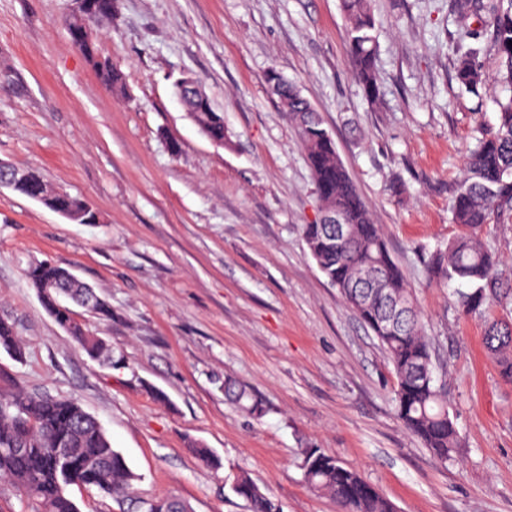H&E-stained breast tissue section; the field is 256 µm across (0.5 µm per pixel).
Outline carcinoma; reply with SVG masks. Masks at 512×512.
<instances>
[{
  "label": "carcinoma",
  "mask_w": 512,
  "mask_h": 512,
  "mask_svg": "<svg viewBox=\"0 0 512 512\" xmlns=\"http://www.w3.org/2000/svg\"><path fill=\"white\" fill-rule=\"evenodd\" d=\"M343 9L349 24L347 54L365 97L373 103L379 96V78L377 22L370 0H343ZM454 14L461 41L477 40L483 30L490 33L499 59L496 80L512 87V0H456ZM69 31L72 42L84 45L83 53L101 84L112 93H124L123 72L99 57L83 20L73 18ZM478 54L476 48L461 49L455 67L458 83L474 95L480 94L487 81ZM275 96L295 122L318 200L335 207L340 217L337 226L304 225L308 252L384 349L396 378L398 419L437 460L446 463L459 447V436L449 416L447 392L435 375L432 342L425 333L413 289L351 180L320 113L287 82ZM181 101L206 134L217 145H224V116L210 99L185 87ZM27 172L34 190L46 194L44 206L64 204L39 170L29 168ZM451 212L458 233L431 254L428 271L434 278L470 285V291L457 298L459 311L465 316L489 313L484 346L500 378L511 384L512 318L490 312L496 301L512 297V279L503 276L500 259L488 249L482 231L491 224L512 221V96L498 102L497 125L482 134L468 155L465 174L453 190ZM370 267L376 275L367 280L364 271ZM27 280L39 294L57 289L70 299L87 300L95 295L89 285L71 282L65 268L47 261L32 267ZM44 306L90 357L110 365L123 363V356L115 355L101 338L74 322L67 308H56L50 301ZM0 348L21 353L15 326L4 318H0ZM224 397L254 415L263 412L261 404L230 377L224 378ZM303 469L310 486L330 497L337 512H397L358 470L318 448L310 449ZM0 480L11 486L19 512H79L70 496L73 486L117 503H137L136 512L189 510L177 497L137 501L134 485L139 477L76 399L28 392L17 385L0 388ZM229 488L247 503L248 512H281L271 494L246 473L235 475Z\"/></svg>",
  "instance_id": "1"
}]
</instances>
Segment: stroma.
<instances>
[{"mask_svg":"<svg viewBox=\"0 0 512 512\" xmlns=\"http://www.w3.org/2000/svg\"><path fill=\"white\" fill-rule=\"evenodd\" d=\"M454 3L372 0L371 103L346 53L341 0H117L93 40L124 73L122 95L71 41L75 0H0V160L40 170L99 215L78 224L0 189V318L23 350L0 349V380L76 398L139 475L140 496H176L193 512H247L227 485L241 472L282 512H336L305 478L307 448L359 470L398 512H512V384L484 350V317L459 315L458 283L425 268L457 231L451 187L478 128L512 96L488 46L481 97L460 89ZM272 68L322 113L415 290L461 441L448 464L397 418L385 352L307 252L315 182L267 90ZM185 74L223 112L224 146L178 100ZM44 261L107 301L111 318L81 307L75 318L122 366L92 360L46 311L25 277ZM228 376L262 416L225 401Z\"/></svg>","mask_w":512,"mask_h":512,"instance_id":"obj_1","label":"stroma"}]
</instances>
